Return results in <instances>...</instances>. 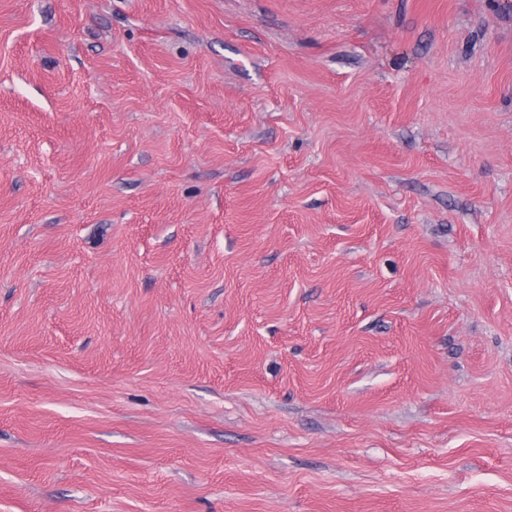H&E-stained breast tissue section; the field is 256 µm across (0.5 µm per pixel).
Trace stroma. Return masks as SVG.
<instances>
[{"instance_id": "35a3bbf8", "label": "stroma", "mask_w": 512, "mask_h": 512, "mask_svg": "<svg viewBox=\"0 0 512 512\" xmlns=\"http://www.w3.org/2000/svg\"><path fill=\"white\" fill-rule=\"evenodd\" d=\"M0 512H512V0H0Z\"/></svg>"}]
</instances>
